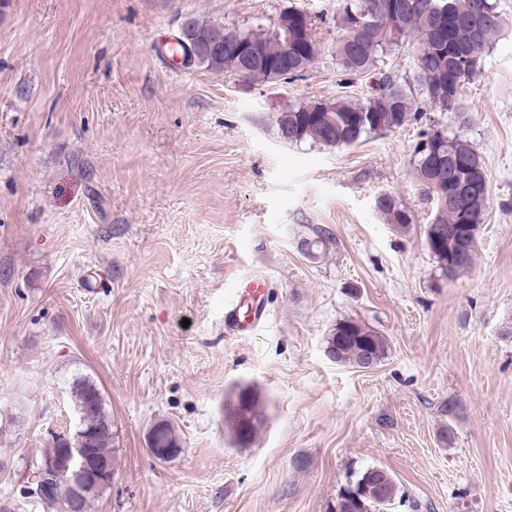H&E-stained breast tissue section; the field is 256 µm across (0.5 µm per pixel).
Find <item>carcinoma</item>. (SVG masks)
<instances>
[{
	"label": "carcinoma",
	"mask_w": 512,
	"mask_h": 512,
	"mask_svg": "<svg viewBox=\"0 0 512 512\" xmlns=\"http://www.w3.org/2000/svg\"><path fill=\"white\" fill-rule=\"evenodd\" d=\"M476 0H340L332 60L349 76L369 71L379 73L377 87L366 101H319L286 106L277 117L278 138L285 144L305 140L328 147H352L372 134H382L409 124L426 122L429 129L415 148L412 176L421 199L432 205L425 237L428 250L445 278L469 270L475 260L477 237L488 196V173L473 174L465 168L473 143L435 124L432 112L461 111V89L478 71L481 53L503 31L498 0H488L491 13L475 17ZM265 54L269 60L248 64L232 49L224 59L203 67L224 71L246 83L288 80L301 76L322 55L315 22L305 24L309 54L295 51V35L283 46L276 22L266 24ZM412 41L417 45L413 80L396 70H383L380 63L396 48ZM387 223L401 228L413 223L412 212L395 195L381 193L375 201ZM330 233L323 229L300 241L303 252L314 257L327 248ZM389 349L380 332L354 318L336 322L326 339L330 360L361 367L366 360L380 363ZM71 401L83 422L63 436L66 448L84 447L88 431L96 432L97 455L115 463L112 419L99 386L86 376L70 385ZM264 419V405L257 391L245 386L224 401V427L231 441L248 447L256 439ZM155 447L179 448L182 440L175 426L161 420L154 424ZM108 484L84 488L83 512L101 497ZM398 491L393 475L377 466L356 475L336 495V512H380L392 503Z\"/></svg>",
	"instance_id": "1"
}]
</instances>
